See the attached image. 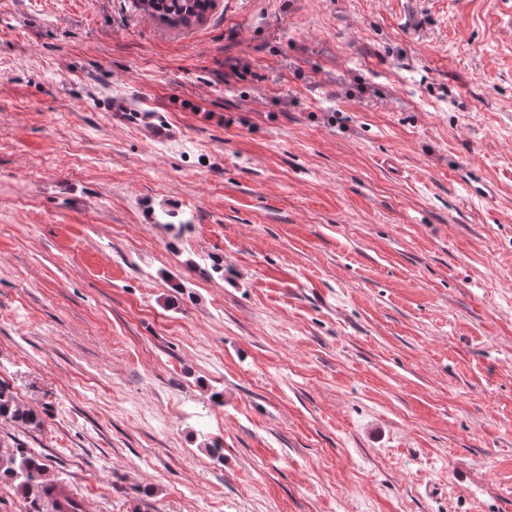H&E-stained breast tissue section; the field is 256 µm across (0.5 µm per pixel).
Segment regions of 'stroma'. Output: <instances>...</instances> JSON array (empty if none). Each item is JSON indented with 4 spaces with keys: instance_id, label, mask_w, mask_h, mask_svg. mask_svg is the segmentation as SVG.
I'll return each instance as SVG.
<instances>
[{
    "instance_id": "1",
    "label": "stroma",
    "mask_w": 512,
    "mask_h": 512,
    "mask_svg": "<svg viewBox=\"0 0 512 512\" xmlns=\"http://www.w3.org/2000/svg\"><path fill=\"white\" fill-rule=\"evenodd\" d=\"M1 380L83 512H512V0H0ZM145 12L174 26H186L202 17L211 8L209 0H148ZM104 106L111 112L113 119L120 117L132 124L144 136L150 139H171L177 130L170 126L157 109L150 105H138L124 95L108 99Z\"/></svg>"
}]
</instances>
